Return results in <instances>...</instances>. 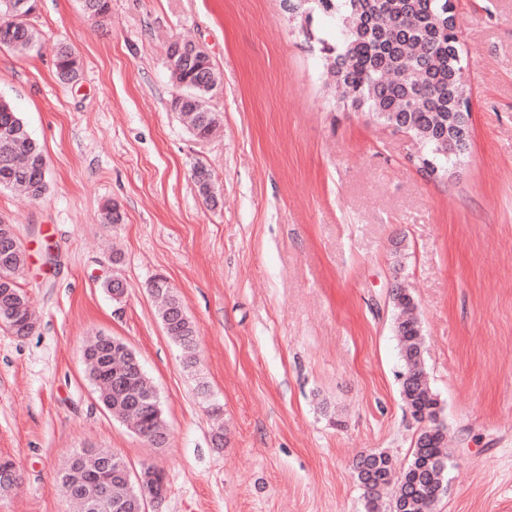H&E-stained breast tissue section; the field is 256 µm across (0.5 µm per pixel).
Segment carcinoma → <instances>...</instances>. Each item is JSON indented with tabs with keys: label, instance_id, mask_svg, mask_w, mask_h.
I'll return each mask as SVG.
<instances>
[{
	"label": "carcinoma",
	"instance_id": "carcinoma-1",
	"mask_svg": "<svg viewBox=\"0 0 512 512\" xmlns=\"http://www.w3.org/2000/svg\"><path fill=\"white\" fill-rule=\"evenodd\" d=\"M285 7L313 16H338L343 38L336 44L323 43L343 99L355 107L365 106L385 128L403 127L418 140L422 157L416 165L427 170L431 162L438 176L448 171L461 154L451 151L450 130L455 116L448 88L461 77L460 39L448 27V0H283ZM84 11L93 19L105 18L110 0H82ZM35 0H0V47L27 54L41 44L39 33L28 20ZM175 84L188 87L194 102L176 97L172 108L178 112L189 134L197 140L210 139L221 125L219 114L206 99L218 87L209 56L200 52L189 66L168 61ZM55 69L63 82L80 75L76 55L57 49ZM46 161L39 143L32 137L15 106L0 100V188L41 198L49 185V173L34 162ZM26 263L19 238H0V324L17 337L30 335L36 319L26 294L17 286L14 274ZM159 300L158 318L166 332L186 353L187 366L197 364V330L182 300L170 286H148ZM394 328L402 371L401 396L421 427L412 459L396 477L390 456L371 451L360 456L354 470L363 488L364 512H432L438 488L448 471V439L439 422L440 401L423 367L421 326L414 316L416 303L405 288L392 292ZM127 344L116 337L99 335L85 349L86 374L100 404L112 417L131 425L147 441L163 433L164 420L154 386L145 372L131 370ZM124 460L109 449L79 448L60 473V487L71 484L80 492L82 512H138V501L167 488L145 487L123 482ZM20 476L15 463L0 459V495L15 488L12 476Z\"/></svg>",
	"mask_w": 512,
	"mask_h": 512
}]
</instances>
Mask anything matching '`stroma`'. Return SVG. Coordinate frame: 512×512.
Returning a JSON list of instances; mask_svg holds the SVG:
<instances>
[{
	"label": "stroma",
	"mask_w": 512,
	"mask_h": 512,
	"mask_svg": "<svg viewBox=\"0 0 512 512\" xmlns=\"http://www.w3.org/2000/svg\"><path fill=\"white\" fill-rule=\"evenodd\" d=\"M455 18L472 137L436 179L412 164L414 138L340 100L319 45L339 40L335 19L306 35L281 0H111L97 21L81 0H39L41 48H0V98L50 170L38 200L0 190L38 316L26 337L0 327V458L21 473L0 512H79L55 477L87 446L163 472L150 512H363L356 460L383 450L402 472L419 429L400 395L397 284L448 431L433 512H512V0H455ZM175 38L220 79L206 141L171 109ZM59 46L78 81L57 79ZM198 163L218 207L196 192ZM109 202L124 223H101ZM116 275L119 301L102 288ZM157 276L197 327L196 367L162 328ZM99 333L140 359L165 447L98 403L83 347Z\"/></svg>",
	"instance_id": "1"
}]
</instances>
